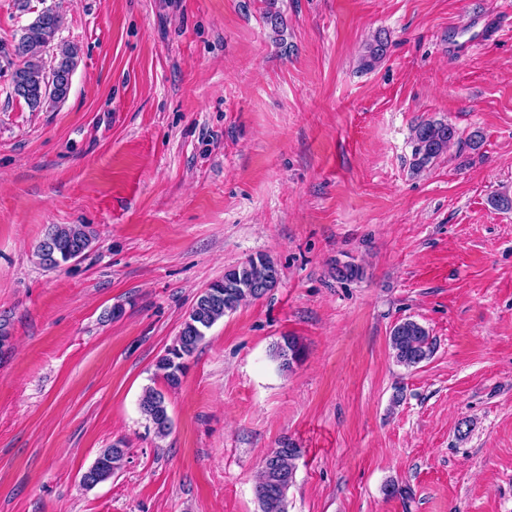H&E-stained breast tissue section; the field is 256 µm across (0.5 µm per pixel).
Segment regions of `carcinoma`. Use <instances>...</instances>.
I'll return each instance as SVG.
<instances>
[{
    "label": "carcinoma",
    "mask_w": 512,
    "mask_h": 512,
    "mask_svg": "<svg viewBox=\"0 0 512 512\" xmlns=\"http://www.w3.org/2000/svg\"><path fill=\"white\" fill-rule=\"evenodd\" d=\"M64 25L63 15L52 7L38 12L34 20L21 29L12 50L3 53L10 70L12 93L34 111L66 99L71 88V76L76 66L78 48L58 40ZM388 42L375 36L361 58L362 66L371 68L386 55ZM455 128L442 121L421 122L413 128L416 170H423L436 161L455 139ZM92 231L87 224H55L37 246L43 266L55 269L70 263L73 249L85 252L91 244ZM281 279L278 266L267 256L250 257L224 271V276L211 282L196 297L172 346L158 359L156 368L167 385L175 388L187 369L190 358L205 339L206 332L226 314L244 302L256 300L276 288ZM389 345L396 362L415 367L428 359L433 343L428 330L411 319L396 323L389 336ZM303 355V345L294 336H284L272 352L274 360L284 370H290ZM139 408L158 437L167 436L172 428L166 396L163 391L148 387L139 400ZM126 454L125 443L117 441L103 450L90 468L91 485L112 476ZM302 449L283 439L263 459L255 495L261 512H287L286 499L293 485L297 462Z\"/></svg>",
    "instance_id": "carcinoma-1"
}]
</instances>
